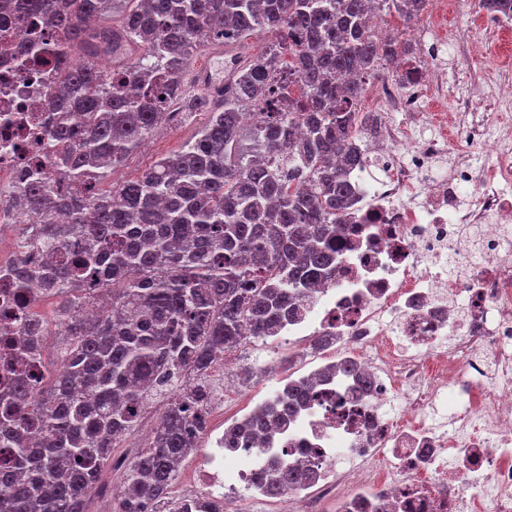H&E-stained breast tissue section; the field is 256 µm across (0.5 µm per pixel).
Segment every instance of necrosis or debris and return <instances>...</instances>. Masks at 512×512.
<instances>
[{"label":"necrosis or debris","mask_w":512,"mask_h":512,"mask_svg":"<svg viewBox=\"0 0 512 512\" xmlns=\"http://www.w3.org/2000/svg\"><path fill=\"white\" fill-rule=\"evenodd\" d=\"M473 3L427 0L418 76L400 81L398 63L388 64L385 106L407 121L380 119L359 141L360 162L348 173L355 217L336 252V277L281 329L309 347L328 337L316 358L356 362L373 387L330 376L272 436L239 430L235 419L227 429L237 432L236 447L208 433L192 494L266 505L264 468L275 459L317 474L315 484L288 492L301 512H316L321 498L336 512H512V199L497 191L512 186V126L499 125L490 139L415 132L448 120L418 109L436 79L438 51L426 37ZM454 39L481 58L482 78L506 101L512 82L502 60L469 27ZM24 56L19 44L0 49V238L30 226L11 203L27 154L40 150L43 177L60 178L44 151L54 73L21 66ZM451 153L463 164L424 178Z\"/></svg>","instance_id":"1"}]
</instances>
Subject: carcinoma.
<instances>
[{
  "instance_id": "carcinoma-1",
  "label": "carcinoma",
  "mask_w": 512,
  "mask_h": 512,
  "mask_svg": "<svg viewBox=\"0 0 512 512\" xmlns=\"http://www.w3.org/2000/svg\"><path fill=\"white\" fill-rule=\"evenodd\" d=\"M124 5L117 26L90 22ZM426 0H19L31 32L56 39L25 60L56 69L62 91L49 148L64 187L33 181L12 196L32 228L8 273L22 336L13 392L0 394V512H90L115 448L138 429L142 403L162 397L153 436L120 473L112 512H221L175 498L178 466L209 427V376L245 336L266 339L336 276L338 239L353 205L368 80L385 59L416 54L366 25L377 9L411 20ZM512 18V0H479ZM273 37L235 57L224 101L191 94L187 64L212 44ZM121 45L103 61L93 39ZM83 61L73 67V49ZM205 111L200 136L137 177L104 174L181 113ZM253 111L254 146L240 147ZM63 214L66 223L53 222ZM42 253V261L29 258ZM58 300L49 322L20 307L29 286ZM63 366L39 361L50 331ZM313 400L307 380L256 412L268 430ZM312 480L274 467L273 497Z\"/></svg>"
}]
</instances>
